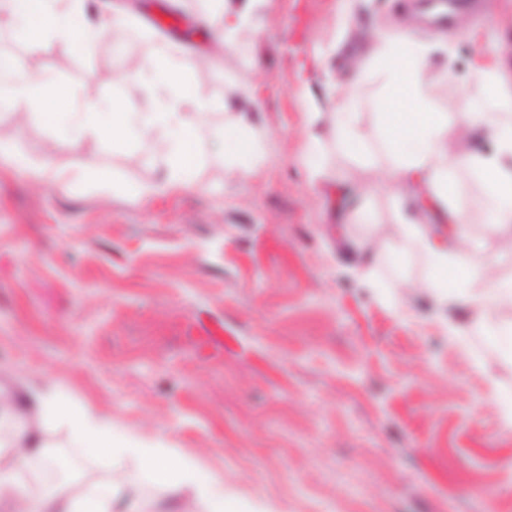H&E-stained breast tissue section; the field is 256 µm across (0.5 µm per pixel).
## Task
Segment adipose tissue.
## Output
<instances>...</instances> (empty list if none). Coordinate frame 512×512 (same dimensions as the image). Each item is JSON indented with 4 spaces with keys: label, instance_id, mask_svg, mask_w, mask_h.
Wrapping results in <instances>:
<instances>
[{
    "label": "adipose tissue",
    "instance_id": "ef3b65f1",
    "mask_svg": "<svg viewBox=\"0 0 512 512\" xmlns=\"http://www.w3.org/2000/svg\"><path fill=\"white\" fill-rule=\"evenodd\" d=\"M86 2L71 0L65 8L59 0H0V9L36 57L50 41L92 47L112 28L128 26L129 17L106 10L89 13ZM376 50L384 74L377 140L365 137L362 107L352 94L334 115L331 138L344 152L387 158L390 184L403 202L400 231L429 256L428 288L436 308L471 310L474 328L512 354V327L496 329L486 322L490 308L512 305V281L488 277L472 253L449 248L466 239L474 217L453 202V174L459 169L481 184L478 207L491 212L492 230L500 240L512 241V120L503 118L504 112H512V68L502 62L476 66L487 108L470 111L467 138L461 141L429 94L430 87L448 77L447 65L434 63L433 47L409 32L392 37L381 32ZM114 63L128 69L130 78L151 95L150 109L133 110L115 97L62 110V91L40 70H20L6 57L0 58V109H25L31 120L51 130L65 129L77 143L94 136L122 145L135 128L158 129L167 174L134 187L137 198L175 186L195 187L206 165L226 169L237 163L245 177L250 170L243 160L262 159L263 147L245 138L237 126L224 128L218 147L206 141L195 116L208 103L192 84L190 57L163 51L143 64L127 55ZM59 427L97 458L110 480L35 488L22 479L20 464L27 456L38 457L44 467L56 466L58 458L49 454L45 434ZM168 490L186 494L189 512H241L236 499L225 493L223 480L197 460L139 435H115L110 421L88 406L73 404L62 389L35 392L27 411L0 415V512H112L117 500L129 512H143L148 492Z\"/></svg>",
    "mask_w": 512,
    "mask_h": 512
}]
</instances>
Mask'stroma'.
<instances>
[{
  "mask_svg": "<svg viewBox=\"0 0 512 512\" xmlns=\"http://www.w3.org/2000/svg\"><path fill=\"white\" fill-rule=\"evenodd\" d=\"M106 2L131 27L81 57L59 41L41 55L70 108L115 96L143 108L106 60L164 46L193 57L205 135L237 121L226 99L256 96L246 135L266 155L247 177L207 167L202 188L134 201L112 185L163 176L156 129L122 148L77 145L0 112V139L59 173L0 160V398L21 408L62 386L117 433L176 448L268 512H512V432L496 404L512 397V361L486 337L449 339L447 321L468 326L470 312L430 307L415 245L368 266L367 226L398 230L395 193L383 161L363 166L329 136L342 104L331 85L355 55L371 73L356 89L364 133L377 136V27L447 40L448 77L431 94L449 126L465 124L461 102L482 106L473 65L505 36L492 19L503 0L448 24L422 18L419 0H256L229 49L209 29L240 0L210 14L201 0ZM312 137L313 175L300 162ZM487 222L476 215L469 249L512 280V249Z\"/></svg>",
  "mask_w": 512,
  "mask_h": 512,
  "instance_id": "35a3bbf8",
  "label": "stroma"
}]
</instances>
